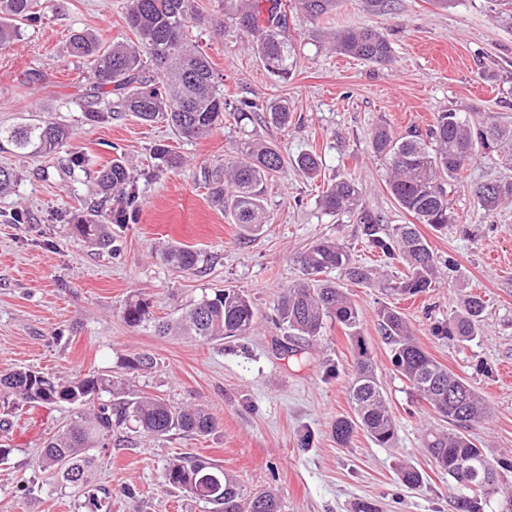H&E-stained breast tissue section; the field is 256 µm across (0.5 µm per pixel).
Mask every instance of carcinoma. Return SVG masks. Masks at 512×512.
I'll return each mask as SVG.
<instances>
[{
    "label": "carcinoma",
    "mask_w": 512,
    "mask_h": 512,
    "mask_svg": "<svg viewBox=\"0 0 512 512\" xmlns=\"http://www.w3.org/2000/svg\"><path fill=\"white\" fill-rule=\"evenodd\" d=\"M219 0L224 19L262 61L276 82H286L297 67L294 44L288 40V10H299L316 21L336 7V0ZM36 0H0V49L19 39V26L32 19ZM206 16L198 0H128L125 22L135 42H116L104 49L88 32H77L68 41L69 53L86 62L92 93L86 116L91 122L130 112L144 122L163 121L186 139L209 136L229 103L208 59L188 39L192 24H203ZM331 49L340 54L374 64L392 62V46L375 28L358 27L333 31L328 36ZM111 90L104 91L105 87ZM258 106L242 102L233 117L240 130L254 120ZM269 123L284 126L291 119L285 101L275 100L265 107ZM72 133L63 124L29 119L11 129L0 130V150L31 156L61 153L76 159ZM502 156L511 174L472 189L480 206L492 212L512 203V123L474 126L451 109L434 114L427 136L412 132L396 137L385 127L372 134L371 150L383 160L389 176L387 190L397 204L420 223L440 229L451 223L450 193L461 171L478 155L479 149ZM154 159L168 167L180 165L167 146L158 144ZM293 165L307 179L317 178L323 167L315 150L300 152L288 159L271 143L245 137L233 154L215 159L203 167L202 177L211 204L229 210L242 237L254 238L269 224L264 205L267 183L287 165ZM97 185L103 197L115 193L126 199V207L105 211L94 204L90 212L71 224L72 237L101 250L112 248L106 223L122 224L126 208L139 202L135 179L125 162L115 159L97 171ZM361 188L353 180L335 181L322 192L318 205L327 214L342 215L357 209ZM363 236L372 251L403 263L407 274L390 282L377 270L356 263L351 253L334 240L314 242L300 258L303 278L279 297L276 322L290 335L312 340L320 335L329 319L339 323L354 346V374L348 387L354 417H340L333 426L336 442L346 445L356 429H362L377 445H389L397 426L389 411L372 357L361 335L359 311L344 289L321 276L338 271L352 284L385 288L402 296H417L436 287L438 257L414 224L382 228L379 219L367 210L358 213ZM162 262L182 272L197 270L201 254L181 245L169 244L160 252ZM484 300L478 295L463 299L460 308L437 328L438 333L469 342L481 332ZM255 310L250 298L235 289L203 294L174 319L150 317V303L143 299L126 302L122 317L132 327L153 324L160 335L190 336L213 342L246 335L252 328ZM380 331L391 347V362L409 389L425 401L453 430H429L422 438L423 453L448 474L456 485L470 494L456 500L457 512H481L482 499L507 478L471 440L469 430L485 421L488 405L460 376L448 370L415 342L410 325L402 314L384 307L378 314ZM156 365L148 352L121 360V368L149 370ZM110 400L99 402L102 394ZM0 394L24 403H67L76 407L74 418L45 442L40 465L59 481L78 486L84 482L92 448L112 444V434L126 429L147 437L162 438L173 431L208 435L217 427L214 416L202 406H175L168 400L135 393L123 379L92 372L83 376L50 378L31 369L0 373ZM398 478L407 487L423 482L422 473L412 466L400 467ZM164 485L180 489L212 505L213 512H280L272 491L251 492L213 462L193 456L178 457L164 465Z\"/></svg>",
    "instance_id": "obj_1"
}]
</instances>
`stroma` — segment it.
<instances>
[{"mask_svg":"<svg viewBox=\"0 0 512 512\" xmlns=\"http://www.w3.org/2000/svg\"><path fill=\"white\" fill-rule=\"evenodd\" d=\"M209 24L193 27L194 44L223 77L226 100H287L292 117L275 128L257 122L255 137L289 155L321 154L320 177L310 180L286 167L267 186L271 217L265 232L243 240L229 215L214 208L198 176L201 165L228 154L240 131L232 115L204 140L180 137L164 123L129 115L90 122L84 114L89 87L85 65L69 56L75 31L93 33L103 46L130 39L126 0H38V17L0 50V128L37 114L68 125L84 155L52 157L0 151V166L15 175L0 195V371L29 368L50 378L116 370L126 356L147 351L157 360L148 373H132V388L174 404H196L217 419L205 436L180 431L159 439L134 437L127 446L93 448L89 481L78 490L59 483L39 465L46 439L73 413L65 403H17L0 396V512H90L89 500L108 490L101 512H209L208 504L164 486L170 459L191 454L221 465L251 489H272L284 512H358L369 502L378 512H455L461 487L421 451L425 429L446 423L396 376L389 346L378 328L388 306L408 321L419 346L465 379L490 406L488 420L471 430L493 462L512 464V205L485 213L472 187L506 170L495 153L466 166L450 195L454 223L442 231L419 226L440 259L435 288L405 298L377 288L345 284L397 423L394 442L381 447L364 432L348 446L333 435L336 418L350 415L351 341L327 322L312 342L294 341L272 321L281 292L302 276L298 258L315 240L332 238L358 262L373 265L356 215L329 216L316 204L322 189L341 178L362 189L361 208L385 226L410 224L386 188V167L371 151L372 131L402 135L426 131L435 112L453 109L471 120L512 121V27L493 20L492 0H392L387 12L367 0H338L315 22L300 12L288 18L298 66L285 83L274 82L240 34L220 33L216 0H199ZM370 26L384 32L393 61L376 65L330 51L331 30ZM493 71L485 80L484 71ZM179 156L178 168L158 167L155 145ZM132 167L139 205L123 224L108 225L114 251L71 238L68 225L85 211L96 172L113 159ZM179 242L201 252L196 271L181 273L159 258ZM235 288L256 310L252 331L210 344L156 336L122 319L128 297L151 304L165 317L202 294ZM485 303L482 334L471 342L435 335V326L462 298ZM309 444H302L303 435ZM423 474L420 487H404L402 464Z\"/></svg>","mask_w":512,"mask_h":512,"instance_id":"35a3bbf8","label":"stroma"}]
</instances>
